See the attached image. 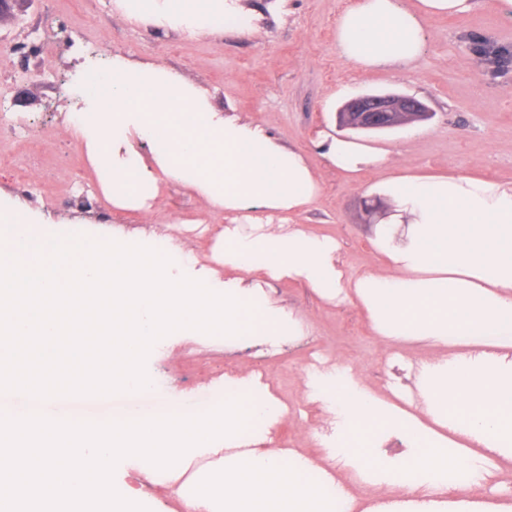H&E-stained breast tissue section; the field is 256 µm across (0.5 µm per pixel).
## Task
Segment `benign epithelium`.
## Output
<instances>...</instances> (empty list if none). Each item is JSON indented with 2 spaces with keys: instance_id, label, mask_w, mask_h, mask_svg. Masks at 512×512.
Listing matches in <instances>:
<instances>
[{
  "instance_id": "benign-epithelium-1",
  "label": "benign epithelium",
  "mask_w": 512,
  "mask_h": 512,
  "mask_svg": "<svg viewBox=\"0 0 512 512\" xmlns=\"http://www.w3.org/2000/svg\"><path fill=\"white\" fill-rule=\"evenodd\" d=\"M433 117L419 99L397 93H369L344 103L337 112L339 126L365 132L387 131Z\"/></svg>"
}]
</instances>
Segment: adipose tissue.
<instances>
[{
	"mask_svg": "<svg viewBox=\"0 0 512 512\" xmlns=\"http://www.w3.org/2000/svg\"><path fill=\"white\" fill-rule=\"evenodd\" d=\"M477 0H348L336 25V50L355 70L412 69L424 56L427 18L464 16ZM131 19L164 20L193 35L227 24L251 29L235 0H119ZM69 131L100 174L112 206L142 208L159 181L190 186L212 208L296 213L319 184L305 157L248 124L224 119L195 86L164 67L116 55L89 69L76 92ZM153 144L145 162L134 139ZM355 176L386 171L373 192L389 213L376 244L395 273L347 277L332 239L296 229L216 231L224 263L248 276H291L325 296L353 289L371 327L384 337L425 336L456 354L421 370L425 426L371 396L346 369L309 375L311 400L336 418L328 459L360 467L376 458L371 480L405 486L407 512H444L436 490L468 489L485 471L483 449L512 458V180L470 174H394L389 152L337 139L325 152ZM399 435L402 454L380 445Z\"/></svg>",
	"mask_w": 512,
	"mask_h": 512,
	"instance_id": "obj_1",
	"label": "adipose tissue"
}]
</instances>
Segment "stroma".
I'll use <instances>...</instances> for the list:
<instances>
[{"mask_svg":"<svg viewBox=\"0 0 512 512\" xmlns=\"http://www.w3.org/2000/svg\"><path fill=\"white\" fill-rule=\"evenodd\" d=\"M347 0H237L254 19L252 31L204 30L187 35L162 22L127 19L116 0H16L0 17V113L28 123L29 137L48 141L51 164L18 187V169L0 161V202L41 213L55 236L84 234L152 248L178 247L188 257L167 270L173 277H204L216 246L213 225L223 223L193 191L161 184L145 208L120 210L102 196L83 148L65 130L71 75L78 56L104 64L118 53L151 61L195 85L215 109L237 122L259 126L280 146L302 151L320 185L317 201L298 215L259 211L260 233L295 228L334 239L346 273L382 268L374 240L388 211L371 194L376 173L351 179L325 158L323 137L343 136L338 109L370 92L410 95L432 111L431 120L358 138L387 149L399 169L444 174L512 177V21L489 6L461 17L428 20L429 42L418 67L401 75L355 71L336 52V21ZM38 44L39 57L22 64L14 42ZM484 45L475 53L474 42ZM259 305L291 320L276 342L249 337L217 338L175 331L150 352L147 374L153 400L192 409L214 402L228 378L258 372L264 392L287 407L270 430L268 448L324 461L328 472L361 503L405 499L404 490L374 486L343 460L325 461L324 435L335 431L326 409L307 396L311 361L321 368H348L369 393L419 414L418 377L424 363L450 355L430 339L375 335L354 294L322 297L289 277L248 282ZM434 499L512 503V458L492 456L480 487L466 494L437 491Z\"/></svg>","mask_w":512,"mask_h":512,"instance_id":"obj_1","label":"stroma"}]
</instances>
